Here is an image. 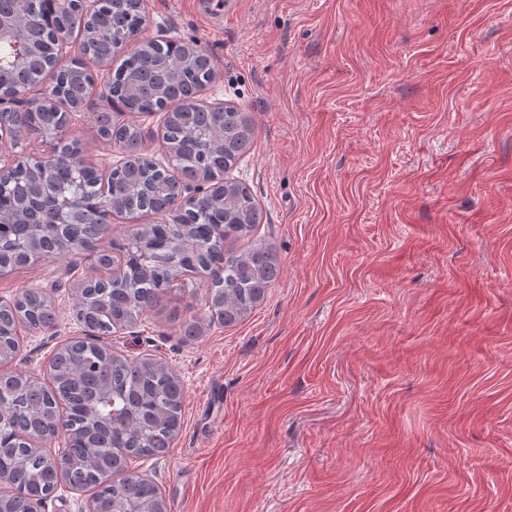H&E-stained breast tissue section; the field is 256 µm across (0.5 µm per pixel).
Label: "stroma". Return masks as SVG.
Wrapping results in <instances>:
<instances>
[{"mask_svg": "<svg viewBox=\"0 0 512 512\" xmlns=\"http://www.w3.org/2000/svg\"><path fill=\"white\" fill-rule=\"evenodd\" d=\"M144 0L145 36L206 50L246 112L231 170L280 274L242 323L177 297L105 337L185 387L168 452L133 464L171 512H512V0ZM91 92L71 126L119 159ZM94 254L0 278L51 290L14 370L81 336ZM203 317L189 338L183 321Z\"/></svg>", "mask_w": 512, "mask_h": 512, "instance_id": "1", "label": "stroma"}]
</instances>
